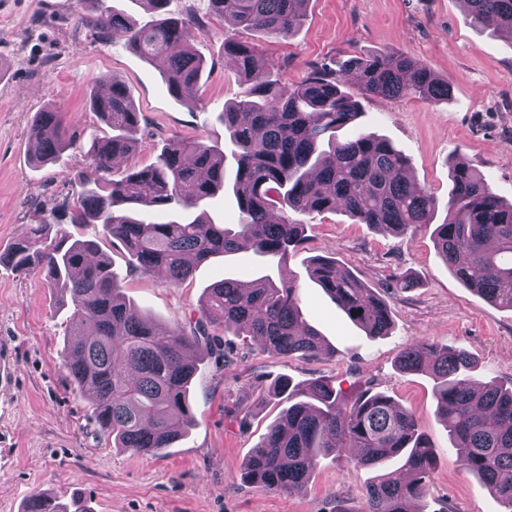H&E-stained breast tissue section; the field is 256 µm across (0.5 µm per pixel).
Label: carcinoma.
Masks as SVG:
<instances>
[{"mask_svg":"<svg viewBox=\"0 0 512 512\" xmlns=\"http://www.w3.org/2000/svg\"><path fill=\"white\" fill-rule=\"evenodd\" d=\"M97 5L81 24L108 36L119 33L143 59L161 62L169 91L180 98L197 84L203 59L188 44L193 28L203 29L194 13L166 17L138 27L123 14ZM211 12L246 30L271 38L291 35L304 16L307 0H208ZM474 24L495 21L512 44V0H465ZM242 81L236 98L219 120L233 146L231 156L200 139L175 136L154 163L117 175L114 164L136 146L140 113L130 90L104 74L108 92L90 95L89 106L109 132L91 138L88 167L79 176L76 202H63L60 214L41 216L27 226L0 263L18 273L46 271L60 304L70 308L62 365L91 403L90 417L114 446L156 456L172 447L195 422L190 386L197 366L188 349L212 344L210 329L222 325L236 336H250L285 357H313L326 351L321 335L306 324L295 282L276 285L265 275L243 287L224 278L207 289L200 317L189 327L159 329L138 312L119 287L112 261L96 245L71 232L74 224H100L106 236L122 243L129 266L177 287L196 264L248 245L260 257L284 264L303 241L304 223L288 211L313 216L338 209L360 224L402 234L432 228L437 252L454 275L490 303L512 311V203L501 200L483 175L457 161L443 223L432 224L437 199L409 178L408 161L389 141L355 131L340 140L337 132L362 113L356 96L342 90L348 72L357 74L359 95L398 100L446 99L452 83L409 57L382 51L356 57L336 70L314 65L297 83L275 75L278 64L256 68L253 50L224 42ZM34 160L54 164L69 137L61 114L35 113ZM231 189L238 224H212L199 213L191 221H147L139 207L181 214L207 204ZM310 277L336 306L370 337L391 333L385 299L336 262L317 258ZM399 368L428 370L441 422L462 465L474 473L497 501L512 512V387L472 376L473 358L464 350L436 343L401 349ZM248 459L244 478L266 490L287 491L305 483L318 459L357 449L352 461L397 471L379 475L365 491L362 512H423L417 508L428 491L436 465L435 447L412 413L385 393L367 392L350 407H339L336 389L315 380L301 389L286 379L272 383L263 400H289ZM24 512H92L78 495L65 504L38 493Z\"/></svg>","mask_w":512,"mask_h":512,"instance_id":"1","label":"carcinoma"}]
</instances>
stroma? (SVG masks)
Instances as JSON below:
<instances>
[{
  "label": "stroma",
  "instance_id": "1",
  "mask_svg": "<svg viewBox=\"0 0 512 512\" xmlns=\"http://www.w3.org/2000/svg\"><path fill=\"white\" fill-rule=\"evenodd\" d=\"M168 9L193 12L206 23L205 31L191 33L206 69L182 98L170 93L162 66L129 50L121 35L103 39L81 26V0H0V252L37 215L76 198L89 135L105 129L88 107L99 75L122 80L142 114L138 146L123 167L155 161L175 135L223 144L218 114L239 91L237 69L224 54L228 39L249 43L258 62L280 64L282 78L292 83L312 65L376 51L430 67L451 80L449 100L366 98L360 128L407 158L411 179L440 202L435 222L446 216L450 167L460 158L512 201V45L491 25L474 26L461 0H309L303 22L285 39L210 14L208 0H171ZM47 107L61 113L76 142L61 164L38 166L31 118ZM72 232L97 244L120 274L127 299L162 328L196 320L206 288L220 279L248 282L268 274L278 283L295 280L303 318L331 353L284 357L214 329L219 348L196 353L194 427L163 455H138L97 434L88 398L71 385L61 364L70 312L59 308L43 273L19 275L1 265L0 362L11 378L0 385V512H24L39 492L65 501L82 493L92 512H362L374 472L344 458L320 459L305 485L288 492L244 480L245 462L283 410L258 396L283 377L300 387L329 380L348 405L369 388L411 410L438 452L425 512H503L452 449L437 417L432 377L396 364L404 346L425 340L470 352L476 379L512 385V311L465 288L428 228L395 235L328 212L307 220L306 241L285 267L266 266L252 250H241L199 264L177 287L130 270L125 249L105 237L101 225L80 224ZM319 257L334 260L388 302L390 335L365 336L336 308L309 277ZM405 277L413 287H399Z\"/></svg>",
  "mask_w": 512,
  "mask_h": 512
}]
</instances>
